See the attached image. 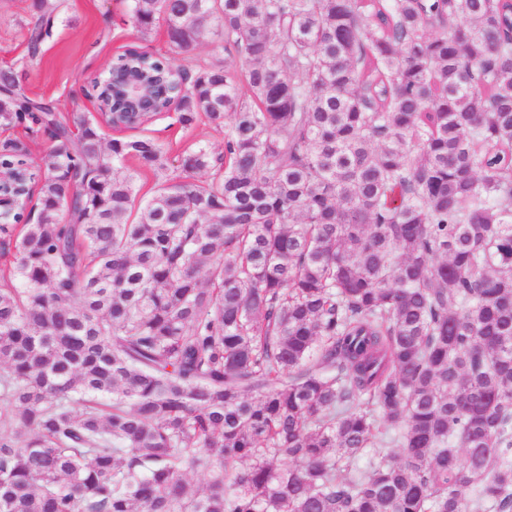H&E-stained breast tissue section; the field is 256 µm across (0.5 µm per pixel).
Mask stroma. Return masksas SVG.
Here are the masks:
<instances>
[{
  "label": "stroma",
  "instance_id": "35a3bbf8",
  "mask_svg": "<svg viewBox=\"0 0 512 512\" xmlns=\"http://www.w3.org/2000/svg\"><path fill=\"white\" fill-rule=\"evenodd\" d=\"M34 0H0V68L14 70L21 77L20 87L34 100L53 101L60 119L77 127L95 118L96 108L81 86L86 78L104 71L126 45L137 42L138 34L126 25L127 0H61L51 35L37 58H30L25 36L34 18ZM104 143L115 138L150 137L163 144L167 155L165 172L149 168L139 171L142 196H151L164 177L181 176L179 160L190 145H207L212 154L224 153V133L206 118L182 126L176 113L162 112L136 128L115 129L101 124ZM23 144L33 167L46 173L49 148L47 133L29 121L0 126V150L9 142Z\"/></svg>",
  "mask_w": 512,
  "mask_h": 512
}]
</instances>
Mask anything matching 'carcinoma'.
<instances>
[{"instance_id":"obj_1","label":"carcinoma","mask_w":512,"mask_h":512,"mask_svg":"<svg viewBox=\"0 0 512 512\" xmlns=\"http://www.w3.org/2000/svg\"><path fill=\"white\" fill-rule=\"evenodd\" d=\"M59 7L35 0L31 55ZM127 15L143 44L85 96L134 128L181 83L224 155L141 197L125 161L162 170L161 143L105 149L4 75L0 125L50 150L0 224V512H512V0ZM161 21L179 65L144 45ZM201 64H211L224 61V47L221 41L215 37H209L193 52Z\"/></svg>"}]
</instances>
